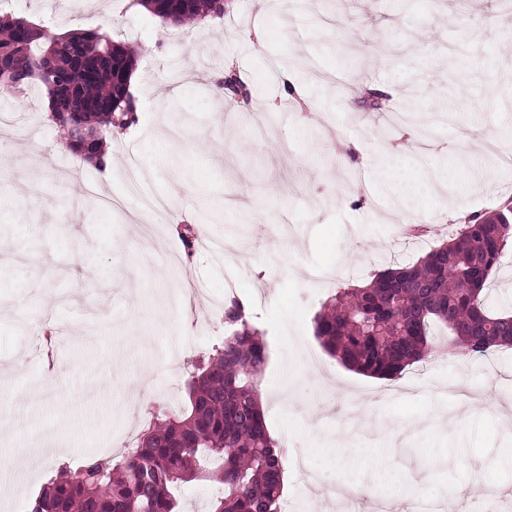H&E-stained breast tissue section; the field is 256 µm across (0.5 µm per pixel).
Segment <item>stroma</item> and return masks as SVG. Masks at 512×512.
Segmentation results:
<instances>
[{
  "mask_svg": "<svg viewBox=\"0 0 512 512\" xmlns=\"http://www.w3.org/2000/svg\"><path fill=\"white\" fill-rule=\"evenodd\" d=\"M48 31L112 32L137 52L138 122L107 142L103 174L69 150L45 97L0 95V501L24 512L59 467L116 455L151 413L176 410L189 361L224 338V281L265 331L263 411L285 448L284 512H310L316 487H367L378 501L447 505L465 485L503 490L512 512V431L494 411L460 413L461 387L512 398V348L458 363L445 332L401 376L349 370L313 333L338 289L429 249L404 217L447 234L460 214L512 202V0H229L221 24L180 29L123 0H0ZM247 83L220 98L212 64ZM296 84L316 112L284 100ZM365 84L389 88L370 108ZM409 113L404 138L381 133ZM137 159L145 191L171 198L168 229L147 236L121 193ZM234 243L223 262L174 261V227ZM209 298L185 307L184 279Z\"/></svg>",
  "mask_w": 512,
  "mask_h": 512,
  "instance_id": "stroma-1",
  "label": "stroma"
}]
</instances>
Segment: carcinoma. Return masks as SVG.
Returning <instances> with one entry per match:
<instances>
[{
	"instance_id": "obj_1",
	"label": "carcinoma",
	"mask_w": 512,
	"mask_h": 512,
	"mask_svg": "<svg viewBox=\"0 0 512 512\" xmlns=\"http://www.w3.org/2000/svg\"><path fill=\"white\" fill-rule=\"evenodd\" d=\"M216 0H131L166 25L222 17ZM0 90L37 86L48 98L52 120L75 137L98 133L96 155L72 150L97 167L114 130L118 104L135 101L130 78L135 50L95 30L51 39L34 23L0 14ZM512 224L495 211L475 214L412 265L388 267L369 284L341 288L314 317L324 349L350 370L393 379L429 354L430 329L444 325L450 348L483 356L512 346V313L492 310L486 290L500 264ZM224 341L191 362L188 404L153 415L132 448L121 455H90L65 470L27 504V512H180L173 489L204 475L223 484L211 512H281L283 454L271 436L261 405L260 377L269 360L264 333L249 306L224 303Z\"/></svg>"
}]
</instances>
